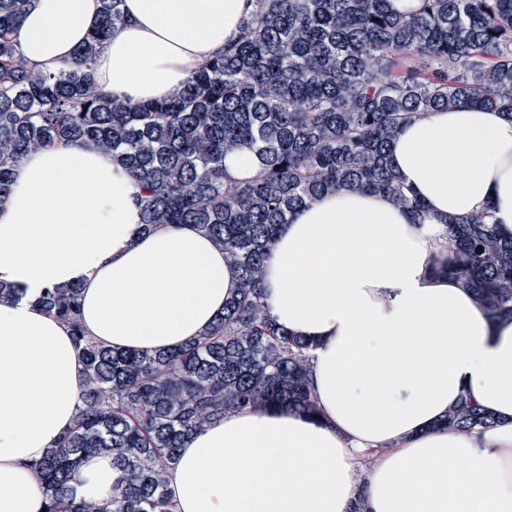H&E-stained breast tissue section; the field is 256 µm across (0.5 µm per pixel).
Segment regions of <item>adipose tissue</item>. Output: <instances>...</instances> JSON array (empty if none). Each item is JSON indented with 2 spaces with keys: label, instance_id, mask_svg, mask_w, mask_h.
Returning <instances> with one entry per match:
<instances>
[{
  "label": "adipose tissue",
  "instance_id": "obj_1",
  "mask_svg": "<svg viewBox=\"0 0 512 512\" xmlns=\"http://www.w3.org/2000/svg\"><path fill=\"white\" fill-rule=\"evenodd\" d=\"M100 0H33L14 37L45 73L71 61ZM125 24L94 62L123 102L178 96L239 35L255 0H124ZM391 160L428 216L388 197L322 194L275 237L264 297L275 323L311 345L322 415L259 408L213 421L168 473L175 512H512V320L491 321L472 289L440 272L451 217L490 209L512 236V121L463 106L400 131ZM141 183L91 141L26 155L0 202V512H44L34 465L69 430L86 365L69 328L37 303L81 288L87 337L113 349H170L199 336L239 286L224 250L189 224L141 230ZM496 422H438L461 393ZM379 460L366 478L358 464ZM464 463L461 471L449 461ZM106 455L73 472L80 499L112 500Z\"/></svg>",
  "mask_w": 512,
  "mask_h": 512
}]
</instances>
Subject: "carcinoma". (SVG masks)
Wrapping results in <instances>:
<instances>
[{
    "label": "carcinoma",
    "mask_w": 512,
    "mask_h": 512,
    "mask_svg": "<svg viewBox=\"0 0 512 512\" xmlns=\"http://www.w3.org/2000/svg\"><path fill=\"white\" fill-rule=\"evenodd\" d=\"M52 74L29 68L12 37L30 0H0V200L15 165L59 142H97L144 188L143 230L192 224L224 248L239 291L224 315L177 350L122 352L85 339L81 289L37 304L69 324L86 362L74 426L35 464L48 512H172L167 473L211 421L258 406L319 414L310 344L278 330L263 301L280 226L325 191L388 196L415 219L424 205L389 160L399 130L429 111L472 105L512 118V0H257L238 41L176 98L129 105L93 79L99 48L124 23L123 0ZM251 152L256 174L232 179L227 156ZM482 253H476V248ZM448 275L472 286L492 318H512V236L490 212L448 220ZM492 418L463 394L441 426ZM91 454L121 473L112 503L77 498L71 475Z\"/></svg>",
    "instance_id": "carcinoma-1"
}]
</instances>
